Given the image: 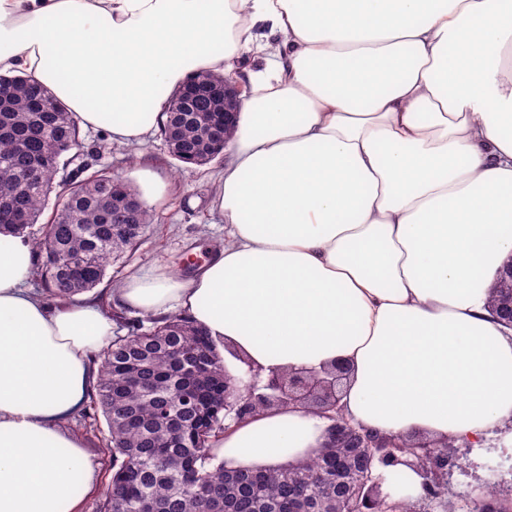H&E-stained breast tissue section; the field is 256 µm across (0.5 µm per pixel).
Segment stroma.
I'll return each mask as SVG.
<instances>
[{"label": "stroma", "mask_w": 512, "mask_h": 512, "mask_svg": "<svg viewBox=\"0 0 512 512\" xmlns=\"http://www.w3.org/2000/svg\"><path fill=\"white\" fill-rule=\"evenodd\" d=\"M80 151L86 174L111 171L127 182L152 214V222L134 252L115 260L97 292H105L128 274L154 263L173 265L186 257L203 261L210 248L224 237V220L211 211L214 177L224 169L223 160L206 166L184 164L170 156L160 134L141 145H118L108 133L84 130ZM69 430L85 438L99 482H106L112 461L101 451L107 433L101 412L83 406L68 421ZM448 496L458 502L478 503L487 486L501 497L512 496V442L496 438L487 447L462 443L447 447Z\"/></svg>", "instance_id": "35a3bbf8"}]
</instances>
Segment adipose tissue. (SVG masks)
Wrapping results in <instances>:
<instances>
[{"mask_svg":"<svg viewBox=\"0 0 512 512\" xmlns=\"http://www.w3.org/2000/svg\"><path fill=\"white\" fill-rule=\"evenodd\" d=\"M249 72L211 200L223 244L191 277L155 264L114 293L179 312L224 370L348 369L345 418L480 448L512 428V328L491 288L512 255V0H0V75L48 88L120 144L174 89ZM32 243L0 233V512H79L96 471L65 423L117 324L32 293ZM231 469L315 457L332 419L298 404L226 419Z\"/></svg>","mask_w":512,"mask_h":512,"instance_id":"1","label":"adipose tissue"}]
</instances>
